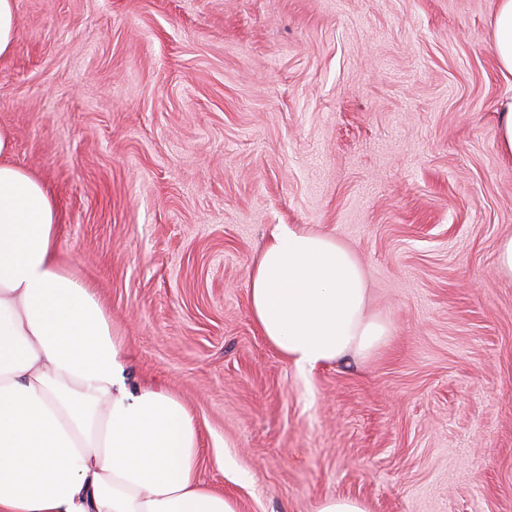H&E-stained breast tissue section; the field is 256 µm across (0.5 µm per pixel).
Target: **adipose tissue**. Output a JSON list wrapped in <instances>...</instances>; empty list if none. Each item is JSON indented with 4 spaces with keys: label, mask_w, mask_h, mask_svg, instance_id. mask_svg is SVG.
<instances>
[{
    "label": "adipose tissue",
    "mask_w": 512,
    "mask_h": 512,
    "mask_svg": "<svg viewBox=\"0 0 512 512\" xmlns=\"http://www.w3.org/2000/svg\"><path fill=\"white\" fill-rule=\"evenodd\" d=\"M0 126V512H239L199 477L195 417L131 385L112 316L59 260V214L10 162ZM249 311L280 356L314 369L369 356L392 334L335 236L282 226L251 262Z\"/></svg>",
    "instance_id": "ef3b65f1"
}]
</instances>
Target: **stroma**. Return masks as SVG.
<instances>
[{"label":"stroma","mask_w":512,"mask_h":512,"mask_svg":"<svg viewBox=\"0 0 512 512\" xmlns=\"http://www.w3.org/2000/svg\"><path fill=\"white\" fill-rule=\"evenodd\" d=\"M498 0H16L12 160L61 216L133 383L199 423L240 512H512V100ZM282 224L336 236L392 341L302 370L248 269ZM316 512H367V510L361 501L337 495L321 500Z\"/></svg>","instance_id":"obj_1"}]
</instances>
